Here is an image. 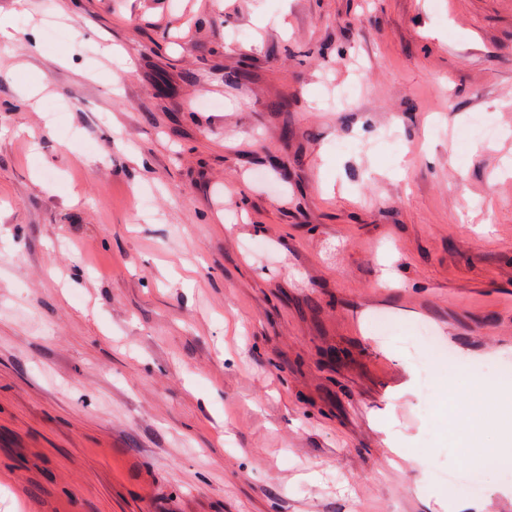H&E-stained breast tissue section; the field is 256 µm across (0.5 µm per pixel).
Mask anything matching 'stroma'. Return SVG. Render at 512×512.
Returning <instances> with one entry per match:
<instances>
[{"instance_id": "1", "label": "stroma", "mask_w": 512, "mask_h": 512, "mask_svg": "<svg viewBox=\"0 0 512 512\" xmlns=\"http://www.w3.org/2000/svg\"><path fill=\"white\" fill-rule=\"evenodd\" d=\"M7 14L0 512H512V0Z\"/></svg>"}]
</instances>
